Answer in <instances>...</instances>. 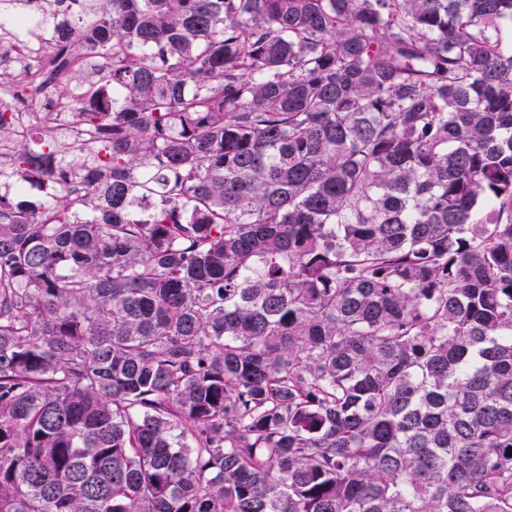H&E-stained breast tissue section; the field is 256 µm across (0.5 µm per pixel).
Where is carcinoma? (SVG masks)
Here are the masks:
<instances>
[{"instance_id":"cac0c4a2","label":"carcinoma","mask_w":512,"mask_h":512,"mask_svg":"<svg viewBox=\"0 0 512 512\" xmlns=\"http://www.w3.org/2000/svg\"><path fill=\"white\" fill-rule=\"evenodd\" d=\"M32 15L94 137L0 112V512H512V0Z\"/></svg>"}]
</instances>
